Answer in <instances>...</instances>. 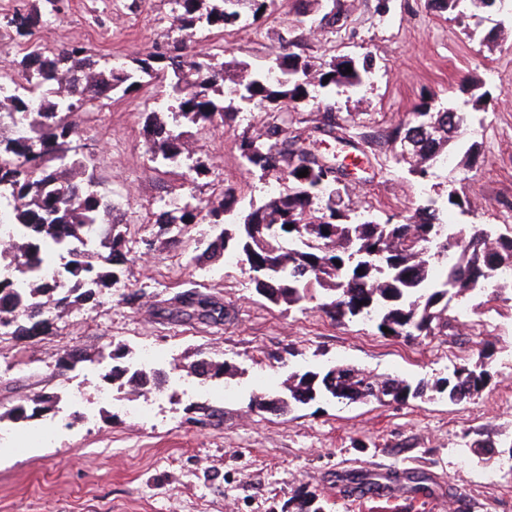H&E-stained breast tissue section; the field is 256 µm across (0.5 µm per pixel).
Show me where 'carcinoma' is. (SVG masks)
<instances>
[{"label": "carcinoma", "mask_w": 512, "mask_h": 512, "mask_svg": "<svg viewBox=\"0 0 512 512\" xmlns=\"http://www.w3.org/2000/svg\"><path fill=\"white\" fill-rule=\"evenodd\" d=\"M63 0H37L26 12H17L5 26L27 37L22 60L0 67V79L16 84L35 82L43 89L39 100L24 93L10 96L7 117L32 120V135L18 138L0 135V187L16 204L9 211V231L26 233L21 249L0 254V261L15 264L20 272L36 264L43 249L64 244L67 261L45 275L30 295L20 293L9 279H0V336L31 340L47 335L52 322L44 317L52 309L61 315L75 306L95 301L120 268L128 262L124 240L112 236L110 252L91 261L88 246L96 225L109 214V199L94 190V174L81 188L63 175V166L88 171L90 162L73 148L78 129L88 113L86 106L112 99V93L128 94L142 86L146 76L157 77L170 70L186 84L170 111L178 125L207 129L216 118L235 112L234 102L247 101L269 112L280 113L279 124L268 125L255 138L241 141V157L248 169H280L288 186L264 205L238 218L237 201L226 193L221 203L204 205L186 201L165 205L152 213L157 224H194L198 215L220 229L208 245L216 253L234 246L245 255L258 294L278 305L296 306L324 291L319 304L336 322L358 318L386 327L393 336L427 338L450 327L448 309L452 301L483 290L485 272L512 269V236L484 226L448 225L432 201L421 206L404 222L378 223L352 208L341 206L338 177L319 163V158L296 146L288 137V113L283 108L309 95L303 79L312 62L293 51L294 41H284L275 64L252 68L238 87L224 91V66L213 63L214 55L197 53L189 40L203 27L227 29L246 12L260 16L267 0H174L173 25L183 37L164 53H147L135 66L114 69L102 63L90 48L72 45L48 49L34 40L32 29L42 17L62 12ZM352 68L347 74L345 70ZM372 75V60L364 56L332 59L319 65L317 89L328 97L339 91H356ZM328 83H323V80ZM470 112L429 111L422 102L413 108L412 119L397 126L390 139H410L417 165L409 173L424 179L434 164L443 161V149L459 142L470 126ZM183 132L156 122L150 131L149 150L153 160L170 163L184 154ZM308 170L305 177L298 172ZM293 228H287V225ZM340 264H334V261ZM174 309L189 312L202 321L224 319V308L209 297L184 291L173 297ZM225 367L200 360L194 364L199 376L224 375ZM165 375L161 369L150 374L133 372L129 380L152 388ZM491 380L489 363L456 366L448 376L429 386L400 377L382 379L354 366H336L326 371L308 370L288 379V399L279 398L275 407L284 412L293 403L306 404L322 398L357 402L386 399L405 403L427 388L460 402L478 395ZM33 407L15 406V420L37 416L48 409L50 400H32ZM294 512H324L318 494L307 492L294 499Z\"/></svg>", "instance_id": "1"}]
</instances>
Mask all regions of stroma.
<instances>
[{"instance_id": "obj_1", "label": "stroma", "mask_w": 512, "mask_h": 512, "mask_svg": "<svg viewBox=\"0 0 512 512\" xmlns=\"http://www.w3.org/2000/svg\"><path fill=\"white\" fill-rule=\"evenodd\" d=\"M171 0H64L59 19L35 30L50 49L90 46L113 66L165 51L178 39ZM321 64L370 55V81L357 93L308 98L293 111L291 132L312 153L351 155L358 164L340 184L344 204L379 221H402L436 200L451 224H494L512 233V8L472 13L469 0L438 12L427 0H271L259 17L202 29L201 47L226 63V83L244 78L243 64H273L281 36ZM172 77L146 79L129 95L113 94L80 127L82 153L112 197L131 261L96 305L55 318L51 334L29 341L0 337V436L24 429L7 417L40 395L52 409L39 423L53 429L38 448L0 445V512H292L305 491L320 493L325 512H512V299L476 292L461 323L445 335L417 340L380 335L359 319L332 321L317 303L273 305L254 289L244 255L234 265L199 261L213 230L190 232L152 224L162 199L219 202L232 190L242 204H264L282 185L279 171H247L243 139L262 133L272 113L241 105L214 131L189 129L190 156L173 174L154 169L149 120L171 123ZM479 101L465 135L478 155L472 170L436 166L421 181L396 164L388 132L419 102L433 110ZM469 200L447 206L449 193ZM142 288L151 305L123 304ZM200 292L224 307L223 320L178 313L169 300ZM165 351L163 394L143 418L96 400L112 350L135 357L144 346ZM83 362L61 369L64 350ZM489 356L492 378L477 396L453 403L436 393L389 403L319 399L289 412L252 407L253 397L283 390L292 373L352 365L379 376L433 381L453 367ZM225 365L218 378L191 373L199 359ZM79 384L85 406L56 427L66 382ZM494 443L477 457L469 446ZM369 477L373 493L351 484Z\"/></svg>"}]
</instances>
